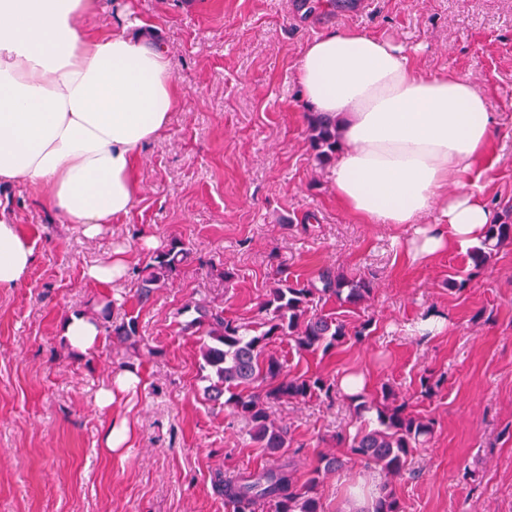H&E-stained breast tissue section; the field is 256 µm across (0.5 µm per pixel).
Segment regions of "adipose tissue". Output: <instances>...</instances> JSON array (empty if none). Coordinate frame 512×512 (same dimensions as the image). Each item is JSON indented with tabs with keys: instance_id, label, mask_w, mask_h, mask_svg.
Segmentation results:
<instances>
[{
	"instance_id": "obj_1",
	"label": "adipose tissue",
	"mask_w": 512,
	"mask_h": 512,
	"mask_svg": "<svg viewBox=\"0 0 512 512\" xmlns=\"http://www.w3.org/2000/svg\"><path fill=\"white\" fill-rule=\"evenodd\" d=\"M98 0H0V185L41 191L87 238L126 217L141 187L136 159L178 102L171 56L145 23L82 30ZM298 81L339 122V205L373 224H413L428 261L481 239L496 215L481 194L495 117L471 80L421 74L405 48L354 30L302 53ZM435 221L421 225L425 216ZM34 261L19 224L0 216V288Z\"/></svg>"
}]
</instances>
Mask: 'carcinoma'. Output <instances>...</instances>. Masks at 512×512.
I'll return each mask as SVG.
<instances>
[{
    "mask_svg": "<svg viewBox=\"0 0 512 512\" xmlns=\"http://www.w3.org/2000/svg\"><path fill=\"white\" fill-rule=\"evenodd\" d=\"M311 147L316 160L327 164L336 159L340 136L336 118L325 112L308 114ZM512 242V224L502 220L489 225L479 245L468 253L473 267L486 266L497 249ZM189 243L170 239L153 251L149 261L137 269L138 303L149 301L153 292L173 283L191 260ZM277 277L260 302L261 318L249 324L224 317V307L198 300L185 306L198 317L189 322L197 336L201 362L208 385L205 399L225 406L250 426V439L256 447L276 457L271 466L219 479L215 489L224 496L229 512H256L267 503L273 512H323L317 487L321 477L339 472L350 462H362L378 469L385 477L371 506L362 512H403L393 481L410 472L415 449L424 447L434 432L430 418L406 412L393 388L382 385L380 396L367 399L365 393L348 397L361 416L375 413V427H359L354 434H339L336 442L346 449L343 456L322 454L306 477L298 475L293 452L287 451L291 438L286 426L271 419L270 408L283 401H303L313 397L334 400L340 393L338 381L321 374L288 376L285 362L266 354L274 340L286 337L300 353L326 354L344 344L349 330L334 313H316L315 308L335 299L358 306L373 293V282L321 266L307 280L291 281L278 256ZM112 300H103L96 316L112 340L124 343L137 336V318L110 321Z\"/></svg>",
    "mask_w": 512,
    "mask_h": 512,
    "instance_id": "obj_1",
    "label": "carcinoma"
}]
</instances>
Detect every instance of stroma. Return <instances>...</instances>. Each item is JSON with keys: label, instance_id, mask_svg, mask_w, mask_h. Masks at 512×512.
<instances>
[{"label": "stroma", "instance_id": "obj_1", "mask_svg": "<svg viewBox=\"0 0 512 512\" xmlns=\"http://www.w3.org/2000/svg\"><path fill=\"white\" fill-rule=\"evenodd\" d=\"M337 0H99L87 30L109 34L134 20L152 25L168 48L180 89L170 127L138 159L140 194L130 214L87 239L25 185H0V209L34 244L23 281L0 288V512H228L217 474L254 470L270 457L247 423L203 398L195 336L183 306L206 298L226 317L258 318L274 278L271 254L307 278L317 267L369 277L373 294L354 308L326 311L365 339L330 354H300L289 340L269 349L289 375L335 379L360 373L368 393L392 386L409 412L435 422L414 475L397 481L404 512H512V244L473 270L464 246L429 262L407 248L412 224H367L336 202L332 165L308 142L311 105L297 81L304 47L324 34L357 29L404 47L428 76L468 77L499 121L493 163L481 184L488 205L512 223V0H376L368 14ZM190 242L195 259L144 305L134 270L149 259L147 239ZM124 249L132 270L101 287L83 271ZM233 268L232 284L215 269ZM462 289L448 286L451 276ZM113 301L111 318L138 319L123 345L101 338L88 354L61 334L72 313ZM446 318L424 338L426 313ZM136 388L115 391L111 410L98 389L123 369ZM447 381L421 394L428 373ZM272 416L292 434L300 471L336 452L334 437L356 415L343 398L282 402ZM127 421L123 448L101 439ZM381 474L357 464L321 478L324 512L370 504Z\"/></svg>", "mask_w": 512, "mask_h": 512}]
</instances>
